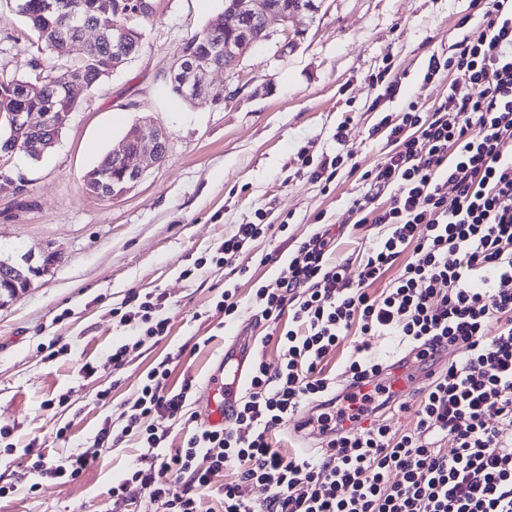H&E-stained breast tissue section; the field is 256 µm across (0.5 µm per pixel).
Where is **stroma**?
<instances>
[{"label":"stroma","mask_w":512,"mask_h":512,"mask_svg":"<svg viewBox=\"0 0 512 512\" xmlns=\"http://www.w3.org/2000/svg\"><path fill=\"white\" fill-rule=\"evenodd\" d=\"M316 2V13L296 21L295 46L285 47L273 25L270 41L214 76L212 96L188 103L172 92L169 71L224 0H155L139 55L81 93L51 152L35 162L17 151L0 162V258L18 263L27 254L45 268L25 291L0 296V426L11 430L0 438V512H112L108 491L135 449L103 450L61 484L30 474L22 447L36 442L50 458L82 451L160 361L171 382L191 376L206 389L225 346L246 330L253 354L277 365L279 350L261 343L269 328L251 305L252 284L287 276L288 261L264 266L261 257L318 223H354L349 206L367 190L363 173L389 157L372 128L408 102L427 109L447 94V71L426 72L463 37L469 0ZM44 60L25 19L0 0V75H27ZM143 116L170 133L165 162L120 198L89 196L85 174ZM338 155L332 181L312 178ZM260 220L268 233L237 259L251 275L239 283V318L221 327L212 307L224 272L209 258L236 225ZM148 293L164 296L170 334L131 347L114 369L112 348L129 344L133 331L112 310ZM52 342L71 350L49 356ZM87 362L92 372L83 371ZM104 389L107 405L96 397ZM63 427L66 443L55 437Z\"/></svg>","instance_id":"stroma-1"}]
</instances>
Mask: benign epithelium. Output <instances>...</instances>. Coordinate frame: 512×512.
<instances>
[{"mask_svg": "<svg viewBox=\"0 0 512 512\" xmlns=\"http://www.w3.org/2000/svg\"><path fill=\"white\" fill-rule=\"evenodd\" d=\"M42 13L75 16L65 0H43ZM154 13V0H92L88 6V15L94 17V20L83 19L76 24L77 33L66 43V51H71L73 45L81 43L86 53L90 46L107 42L112 45V71L115 72L137 54L143 44L144 33L135 27L113 25L110 22L111 16L121 14L134 21L145 16L152 17ZM301 14L303 11L300 9H280L272 5L271 0H231L230 5L224 9L221 22L211 27V30L236 29L241 26L243 18L251 17L261 21L262 35L255 38L244 32L224 41L222 64L212 57H206L189 66L172 68L171 86L177 87L180 96L188 102L208 95L213 74L234 70L246 47L271 39L270 21H279L287 35H301L300 30L290 29V23ZM89 33L93 34L90 39L87 38ZM86 89L88 86L83 81L71 80L62 93L55 96L50 111L36 118H28L22 112H13L9 115V127L15 131H24L30 123L38 124L41 137L37 143V152L43 157L56 144L60 128L72 112L77 96ZM169 138V132L150 117L139 118L126 132L119 147L110 152V158L122 168L123 179L106 188L108 196L121 197L142 179L147 168L134 164L133 159L144 158L152 165L163 163L167 156Z\"/></svg>", "mask_w": 512, "mask_h": 512, "instance_id": "benign-epithelium-1", "label": "benign epithelium"}]
</instances>
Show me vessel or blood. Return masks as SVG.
I'll return each mask as SVG.
<instances>
[{
	"instance_id": "b4317fda",
	"label": "vessel or blood",
	"mask_w": 512,
	"mask_h": 512,
	"mask_svg": "<svg viewBox=\"0 0 512 512\" xmlns=\"http://www.w3.org/2000/svg\"><path fill=\"white\" fill-rule=\"evenodd\" d=\"M246 361L247 355L243 351H225L202 398L203 407L197 417L199 425L209 429L222 428L232 422L242 391V372ZM411 367L412 361L408 358L398 359L385 367L394 397H403L411 390L415 379Z\"/></svg>"
}]
</instances>
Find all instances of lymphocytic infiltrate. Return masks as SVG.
Masks as SVG:
<instances>
[{"label":"lymphocytic infiltrate","instance_id":"f902f5d3","mask_svg":"<svg viewBox=\"0 0 512 512\" xmlns=\"http://www.w3.org/2000/svg\"><path fill=\"white\" fill-rule=\"evenodd\" d=\"M477 25L429 74L448 69L447 96L429 113L408 102L400 120L373 128L390 157L363 174L372 191L352 200L357 226L383 230L362 258L357 278L336 253L331 225L297 239L288 278L255 289L252 304L282 352L278 368L256 358L233 423L192 428L168 444L158 419L184 418L193 378L170 385L171 370L147 371L121 427L104 421L88 449L56 458L32 456L38 476L80 477L103 449L135 443L136 458L110 490L119 508L148 496L158 512H203L215 492L223 512H512V0H469ZM388 191L385 201L377 194ZM268 230L240 224L216 250L225 287L214 317L232 323L241 301L235 260ZM164 298H146L121 314L137 341L170 333ZM349 378H377L372 336L398 341L413 360L439 348L457 358L435 377L414 411L415 426L393 429L382 386L336 394L329 361ZM324 435L320 450L282 446L279 436L311 404ZM369 417L353 431L343 424ZM265 495L250 494L253 485Z\"/></svg>","mask_w":512,"mask_h":512}]
</instances>
